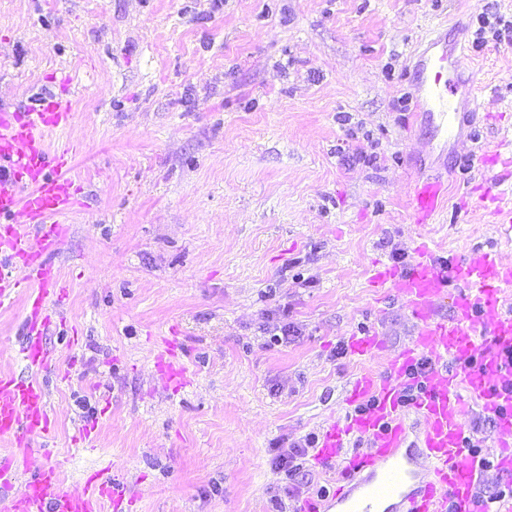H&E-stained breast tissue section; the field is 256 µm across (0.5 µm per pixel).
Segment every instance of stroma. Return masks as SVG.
<instances>
[{"mask_svg": "<svg viewBox=\"0 0 512 512\" xmlns=\"http://www.w3.org/2000/svg\"><path fill=\"white\" fill-rule=\"evenodd\" d=\"M502 20L512 0H0V106L70 76L74 118L48 142L81 146L33 463L74 494L118 476L126 503L101 512H300L333 494L313 455L290 485L272 462L342 420L349 382L413 336L376 272L409 273L424 241L440 265L479 246L512 263L480 206L496 168L473 158L512 135ZM440 25L468 47L480 106L444 151L410 100V53ZM422 172L448 187L423 226L407 206ZM26 306H0V373H27ZM355 334L378 337L375 359Z\"/></svg>", "mask_w": 512, "mask_h": 512, "instance_id": "obj_1", "label": "stroma"}]
</instances>
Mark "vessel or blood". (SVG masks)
<instances>
[{"label": "vessel or blood", "instance_id": "obj_1", "mask_svg": "<svg viewBox=\"0 0 512 512\" xmlns=\"http://www.w3.org/2000/svg\"><path fill=\"white\" fill-rule=\"evenodd\" d=\"M411 90L437 136L460 133L466 106L476 98L462 79L463 54H452L438 32L422 39L414 53ZM71 98L47 95L24 112L0 110V305L26 294L25 339L20 355L32 370L45 368L43 338L50 312L67 296V284L48 257L63 242L65 217L80 203L70 174L73 145L50 150L49 132L72 119ZM447 187L439 177L420 174L409 208L417 223L445 206ZM28 269L18 278L15 268ZM390 284L418 322L410 344L394 355L386 372L368 370L351 384L343 421L321 435L315 460L324 468L342 465L347 485L337 487L310 512H477L481 470L470 457L460 419L469 400L490 414L500 435L498 475L512 483V266L473 249L450 271L436 264L427 244L406 275L386 269ZM452 296L454 314L442 318L437 304ZM433 363H425L426 355ZM47 394L35 377L0 375V438L12 452L0 457V487L10 488L14 467L29 460L28 442L51 434ZM369 447L349 450L353 437ZM123 496L119 483L96 472L83 495L64 489L56 465H39L17 492L11 512H100L103 502Z\"/></svg>", "mask_w": 512, "mask_h": 512}]
</instances>
